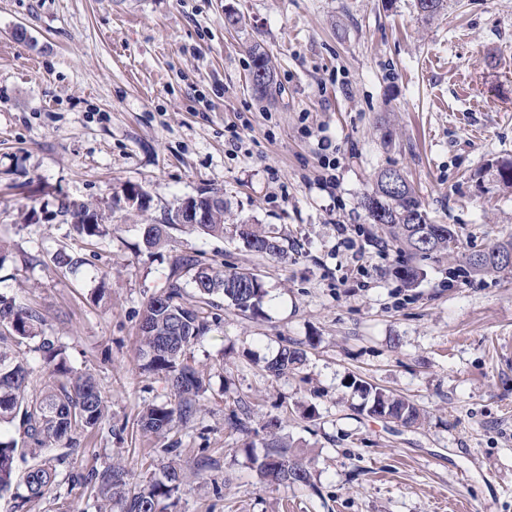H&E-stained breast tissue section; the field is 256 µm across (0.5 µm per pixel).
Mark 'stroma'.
Instances as JSON below:
<instances>
[{
	"label": "stroma",
	"mask_w": 512,
	"mask_h": 512,
	"mask_svg": "<svg viewBox=\"0 0 512 512\" xmlns=\"http://www.w3.org/2000/svg\"><path fill=\"white\" fill-rule=\"evenodd\" d=\"M255 43L275 67L271 100L251 89ZM506 159L512 0H447L430 19L416 0H0V292L39 311L40 334L98 381L108 414L80 434L74 470L118 461L136 485L174 462V512H512V272L468 276L461 259L512 240ZM389 168L430 223L461 234L413 288L360 206ZM133 185L148 211L117 202ZM203 189L287 258L195 231L141 253V225ZM63 199L104 213L95 245L58 215ZM60 250L80 265L58 267ZM194 253L258 275L267 296L258 315L206 307L211 330L187 352L209 384L202 411L157 437L138 415L169 386L137 360L140 312ZM289 344L303 366L269 375ZM354 379L413 401L423 423L367 415ZM242 405L254 428L279 420L311 485L262 483L229 424ZM97 497L63 479L29 508L95 512Z\"/></svg>",
	"instance_id": "obj_1"
}]
</instances>
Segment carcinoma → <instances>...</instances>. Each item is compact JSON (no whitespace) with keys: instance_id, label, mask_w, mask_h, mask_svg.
Segmentation results:
<instances>
[{"instance_id":"obj_1","label":"carcinoma","mask_w":512,"mask_h":512,"mask_svg":"<svg viewBox=\"0 0 512 512\" xmlns=\"http://www.w3.org/2000/svg\"><path fill=\"white\" fill-rule=\"evenodd\" d=\"M250 81L261 99H272L280 91L274 76V66L267 51L259 44L251 46ZM361 206L373 224L387 227L399 252L409 263L401 266L400 276L410 287L420 277V268L413 260H426L437 253L451 254L459 249L458 232L449 224H431L422 209V203L408 181L395 191L386 188L383 173H378L376 188L366 195ZM60 212L74 219L73 228L81 236L95 241L101 235L100 224L104 216L82 206L72 208L63 203ZM225 210H219L207 224L194 229L211 237H224ZM181 227L178 214L161 224H153L143 236L149 250L167 245L170 231ZM236 234L246 248L259 255L285 258L276 238L269 237L254 224L236 225ZM512 251V241L494 244L482 251V260L472 261L465 255L466 273L486 275L512 271V265L498 261L497 252ZM189 285L201 302L211 305L213 297L221 296L234 309L254 315L262 311L266 290L263 282L253 273L239 271L200 259V255H185L176 259L167 289L150 297L144 304L140 330V358L143 369L166 377L170 386L167 403L146 408L140 415L141 429L152 434H164L179 426H188L200 411L206 392L205 379L188 364V348L210 331L208 317L199 307L181 301L183 285ZM40 315L16 303L12 297L0 293V341L11 336L18 343L38 337ZM40 367L50 376L40 396L28 395L27 387L32 367L28 357L0 346V436L9 427L22 431L24 443L32 464L23 474H17V441L0 440V494L25 488L26 494H15L22 509L34 499L43 496L57 477L56 466L37 459L38 452L51 443L73 442L80 431L101 425L105 417V401L94 375L72 368L55 342L41 340ZM303 350L284 346L265 362V370L278 377L302 365ZM356 389L367 397L363 410L372 417L388 416L404 427L420 424L423 414L409 399L373 386L365 381L354 382ZM264 452L249 455L250 463L259 476L270 484H310L311 472L306 463L293 454L290 441L273 437L263 441ZM69 478L95 487L98 494L116 512H160L161 500L176 506L175 494L183 480L171 464L162 466V477L147 481L139 490H130L131 472L124 466H106L86 474L71 473Z\"/></svg>"}]
</instances>
